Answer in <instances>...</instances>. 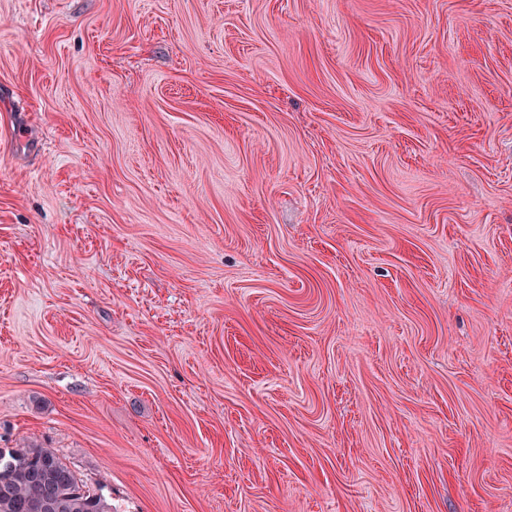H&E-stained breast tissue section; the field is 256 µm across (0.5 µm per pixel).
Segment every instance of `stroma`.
Masks as SVG:
<instances>
[{
	"mask_svg": "<svg viewBox=\"0 0 512 512\" xmlns=\"http://www.w3.org/2000/svg\"><path fill=\"white\" fill-rule=\"evenodd\" d=\"M112 512H512V0H0V448Z\"/></svg>",
	"mask_w": 512,
	"mask_h": 512,
	"instance_id": "35a3bbf8",
	"label": "stroma"
}]
</instances>
